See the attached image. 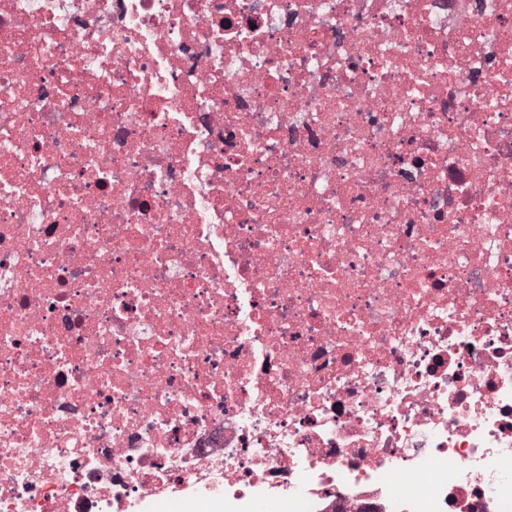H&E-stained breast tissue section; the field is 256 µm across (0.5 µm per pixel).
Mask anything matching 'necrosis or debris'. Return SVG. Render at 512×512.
<instances>
[{
  "mask_svg": "<svg viewBox=\"0 0 512 512\" xmlns=\"http://www.w3.org/2000/svg\"><path fill=\"white\" fill-rule=\"evenodd\" d=\"M512 512V0H0V512Z\"/></svg>",
  "mask_w": 512,
  "mask_h": 512,
  "instance_id": "4bbe7bcc",
  "label": "necrosis or debris"
}]
</instances>
